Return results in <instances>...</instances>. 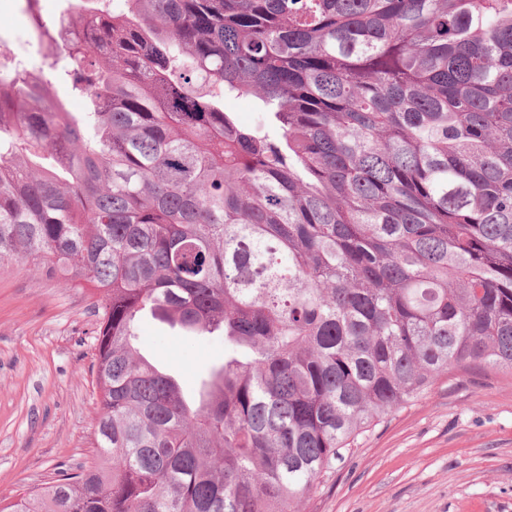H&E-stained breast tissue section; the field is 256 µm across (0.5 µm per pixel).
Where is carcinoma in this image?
<instances>
[{"label": "carcinoma", "instance_id": "carcinoma-1", "mask_svg": "<svg viewBox=\"0 0 512 512\" xmlns=\"http://www.w3.org/2000/svg\"><path fill=\"white\" fill-rule=\"evenodd\" d=\"M38 2L42 75L0 70V267L94 299L99 411L0 512H300L440 377L512 375V0ZM146 314L224 337L196 397Z\"/></svg>", "mask_w": 512, "mask_h": 512}]
</instances>
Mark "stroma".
I'll return each mask as SVG.
<instances>
[{
	"instance_id": "obj_1",
	"label": "stroma",
	"mask_w": 512,
	"mask_h": 512,
	"mask_svg": "<svg viewBox=\"0 0 512 512\" xmlns=\"http://www.w3.org/2000/svg\"><path fill=\"white\" fill-rule=\"evenodd\" d=\"M92 299L36 271L0 270V501L83 462L95 443ZM139 347L194 391L224 340L151 316ZM301 512H512V376L482 366L438 379L344 450Z\"/></svg>"
}]
</instances>
